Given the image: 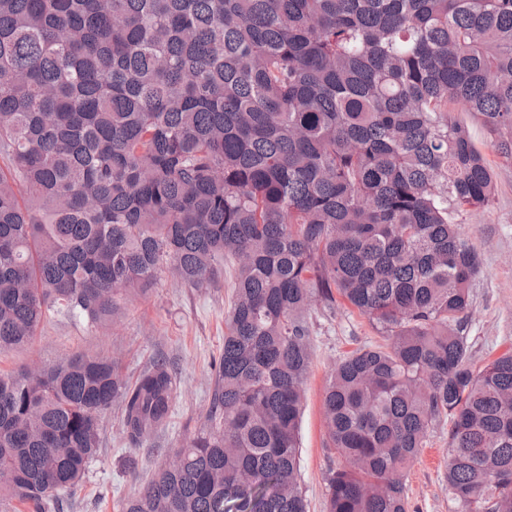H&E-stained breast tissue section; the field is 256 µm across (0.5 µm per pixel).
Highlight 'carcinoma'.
I'll return each instance as SVG.
<instances>
[{
    "instance_id": "carcinoma-1",
    "label": "carcinoma",
    "mask_w": 512,
    "mask_h": 512,
    "mask_svg": "<svg viewBox=\"0 0 512 512\" xmlns=\"http://www.w3.org/2000/svg\"><path fill=\"white\" fill-rule=\"evenodd\" d=\"M456 106L512 161V0H0V351L234 273L205 422L122 512H307L309 314L338 295L387 343L330 374L326 512H409L443 417L462 512H512V352L467 364L456 223L496 183ZM177 393L164 359L0 372V501L54 512L104 411L137 444Z\"/></svg>"
}]
</instances>
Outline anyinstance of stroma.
<instances>
[{
	"instance_id": "35a3bbf8",
	"label": "stroma",
	"mask_w": 512,
	"mask_h": 512,
	"mask_svg": "<svg viewBox=\"0 0 512 512\" xmlns=\"http://www.w3.org/2000/svg\"><path fill=\"white\" fill-rule=\"evenodd\" d=\"M456 118L491 165L497 192L487 207L462 212L461 232L478 252L481 265L472 281V305L465 334L470 366L482 369L512 350V163L503 162L483 129L464 110ZM233 288L224 277L208 288H192L163 277L144 296L123 302L121 314L106 326H89L63 316L48 317L32 344L0 353V368L50 366L73 354L117 358L127 380H135L153 360L169 361L180 392L168 424L139 444L126 439L121 409L112 406L102 419L101 445L74 491L59 494L61 512H121L142 482L203 422L211 392V364L224 347V312ZM384 338L369 320L344 301L334 308L315 305L311 312V364L304 388L299 429L301 485L308 512H326V476L336 456L325 446L324 395L329 374L341 358ZM449 419L428 433L426 445L404 483L409 512H460L448 491Z\"/></svg>"
}]
</instances>
